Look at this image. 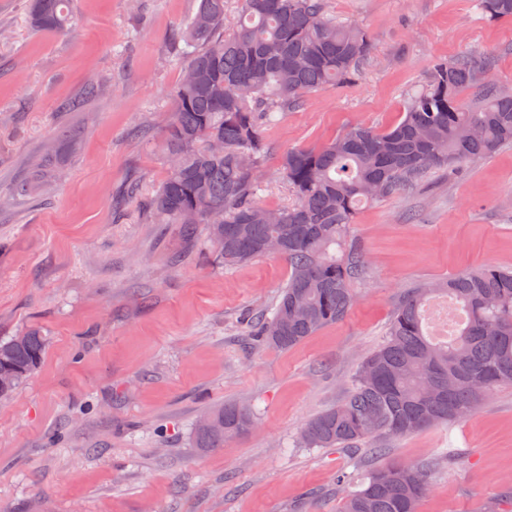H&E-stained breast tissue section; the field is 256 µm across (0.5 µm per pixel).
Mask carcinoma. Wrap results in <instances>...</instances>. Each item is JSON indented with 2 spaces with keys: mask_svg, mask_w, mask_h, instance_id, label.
<instances>
[{
  "mask_svg": "<svg viewBox=\"0 0 512 512\" xmlns=\"http://www.w3.org/2000/svg\"><path fill=\"white\" fill-rule=\"evenodd\" d=\"M66 0H28L30 26L66 28ZM225 0H199L187 25L173 34L183 77L172 91L174 110L163 130L170 173L145 206L152 221L180 225L192 242L208 227L212 262L224 268L268 255L288 265L276 303L252 325L255 340L288 350L346 318L354 282L365 275L361 247L350 237L360 205L417 187L433 170L458 169L512 145V94L477 81L496 67L489 55L435 62L423 86L407 98L403 118L376 130L355 125L325 143L292 148L280 174L295 204L270 209L258 202L261 168L270 153L264 128L306 95L355 80L372 50L359 24L337 21L325 0H241L230 21ZM491 20H512V0H476ZM479 87L476 98L462 99ZM41 166L13 193L33 195ZM444 294L467 313L455 336L431 338L422 313ZM47 340L40 328L0 341V378L9 397L41 362ZM512 384V269L478 268L398 299L383 344L366 357L346 398L311 418L297 447L355 449L465 419L483 397ZM192 431L202 453L249 432L256 412L230 403ZM434 457L370 469L345 497L343 512H418Z\"/></svg>",
  "mask_w": 512,
  "mask_h": 512,
  "instance_id": "carcinoma-1",
  "label": "carcinoma"
}]
</instances>
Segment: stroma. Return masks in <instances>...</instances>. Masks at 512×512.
Wrapping results in <instances>:
<instances>
[{
	"label": "stroma",
	"instance_id": "stroma-1",
	"mask_svg": "<svg viewBox=\"0 0 512 512\" xmlns=\"http://www.w3.org/2000/svg\"><path fill=\"white\" fill-rule=\"evenodd\" d=\"M198 4L66 0L67 31L42 33L26 0H0V339L36 325L49 342L0 401V512H342L338 478L363 477L377 459L293 447L302 427L344 400L406 289L512 267L509 145L358 211L366 274L343 321L289 350L246 340L248 316L276 299L287 264L218 268L205 226L188 246L179 225L144 214L167 176L162 131L183 75L170 36ZM326 6L366 28L372 55L355 81L308 95L265 128L273 150L259 200L270 208L294 201L283 151L396 124L436 61L491 55L494 80L512 90V21L483 18L474 0ZM91 80L107 90L87 99ZM42 162L51 172L36 197H14ZM225 403L256 409V425L196 451L195 422ZM385 446L387 462L456 454L420 512H485L512 491V385L463 421Z\"/></svg>",
	"mask_w": 512,
	"mask_h": 512
}]
</instances>
